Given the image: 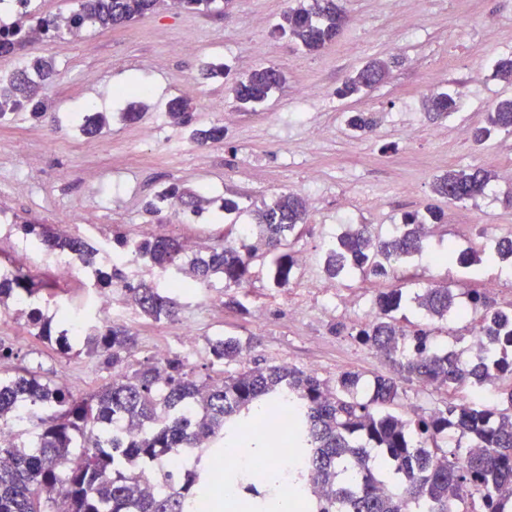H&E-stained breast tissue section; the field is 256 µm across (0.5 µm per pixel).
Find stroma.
Segmentation results:
<instances>
[{
	"instance_id": "stroma-1",
	"label": "stroma",
	"mask_w": 512,
	"mask_h": 512,
	"mask_svg": "<svg viewBox=\"0 0 512 512\" xmlns=\"http://www.w3.org/2000/svg\"><path fill=\"white\" fill-rule=\"evenodd\" d=\"M291 0H216L211 12L163 8L126 25L88 28L78 43L37 40L24 50L55 63L57 75L42 90L52 104L55 125L34 126L14 118L0 124V180L11 186L9 200L23 219L50 223L61 208L70 212L75 233L91 241L111 240L114 231L133 237L143 228L194 242L203 251L223 231L220 206L227 197L252 207L290 192L308 199L309 222L290 238L293 254L307 263L286 288L270 283L266 267H255L241 293L249 307L242 315L224 305V282L212 277L207 288L182 297V317L199 338L257 337L248 360L260 365L288 364L331 381L345 370L367 378L391 374L353 336L363 310L378 292L444 285L490 294L502 304L512 278L499 274L503 260L494 253L492 230L512 231V132H500L488 145L473 141L489 105L512 97L494 72L496 60L512 55V0H342L349 23L335 43L307 52L277 36L274 26ZM196 49L181 50L185 38ZM262 47L255 56L253 47ZM403 57L401 66L357 99H343L342 81L374 58ZM221 63L225 78L209 77L207 64ZM278 68L284 87L253 110L228 100L227 82L258 65ZM193 84L194 120L170 123L167 104ZM146 86L138 97L141 117L126 121L127 101L117 89ZM458 100L455 111L434 115L423 101L437 91ZM222 109L215 110L211 101ZM106 113L103 134H80L74 116ZM368 112L376 125L362 135L346 117ZM220 125L224 138L198 144L194 130ZM482 167L496 175L477 199L451 204L432 191L434 179L451 169ZM67 178H60V171ZM203 191L201 214L181 207L148 209L170 186ZM444 214L422 255L403 263L394 275L365 280L340 277L333 297L317 287L329 235L346 220L388 233L405 214ZM468 252L471 260L439 261L441 253ZM114 322L137 338L129 359L138 365L162 349L180 350L178 322H156L129 306L113 289ZM0 342L13 350L0 368L41 369L89 394L111 382L112 371L82 355L83 339L61 358L54 343L29 327L0 321Z\"/></svg>"
}]
</instances>
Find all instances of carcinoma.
<instances>
[{
	"label": "carcinoma",
	"mask_w": 512,
	"mask_h": 512,
	"mask_svg": "<svg viewBox=\"0 0 512 512\" xmlns=\"http://www.w3.org/2000/svg\"><path fill=\"white\" fill-rule=\"evenodd\" d=\"M165 6V0H78L65 17L26 12V22L0 28V56L19 54L34 32L62 42L73 27L106 30ZM342 12L337 0H296L282 13L275 31L308 52H318L341 35L337 16ZM389 67L386 60L369 62L344 81L337 95H362L373 88L364 73H386ZM53 73L50 61L22 59L17 70L0 79V117L24 110L26 119L34 123L51 122L50 104L38 93ZM284 83L278 69L260 65L235 80L229 93L239 108L253 110ZM424 106L441 115L455 110L457 100L441 92L426 98ZM167 117L175 125L190 124L191 100L172 99ZM347 123L360 132H370L374 126L363 112L352 113ZM107 125L106 115L97 112L80 129L93 135ZM510 129L512 98H504L490 107L474 142L482 146ZM194 138L201 144L220 141L224 127L196 129ZM495 178L482 168L450 170L435 179L432 189L436 196L457 203L484 194ZM165 202L197 211L203 197L171 186L150 204V211L161 214ZM428 214L427 219L405 215L386 236L370 224L348 225L326 249L323 274L389 275L392 263L423 251L430 234L428 222L440 219L435 211ZM308 217L307 200L284 192L254 211L256 224L250 226L248 237L255 242L235 246L219 234L206 257L196 259L190 271L200 283L222 276L229 291L224 306L246 314V305L233 290L244 287L258 262L268 263L273 286L288 287L297 260L285 251V241L302 231ZM22 227L39 248L68 251L87 267L97 263V250L79 235L63 234L36 220H26ZM183 251V242L163 235L137 242L141 259L163 272L179 267ZM114 286L155 321L178 318L182 305L174 295L193 290V284L182 280L134 282L118 266L99 272L95 288L109 292ZM55 288L52 281L16 269L9 280H0V305L8 298H32ZM465 298L482 310L491 325L473 332L476 361L458 364L437 342L436 329L429 327L450 314L463 318L456 310L458 294L434 284L413 294L398 288L376 295L374 319L357 331V338L379 352L395 376L375 377L367 399L360 397L364 374L359 371H343L329 383L313 371L286 365L243 368L252 342L233 336L210 343L211 366L219 371L215 378L197 379L188 358L177 353L132 369L128 360L136 337L120 324L89 321L83 335L85 356L120 372L94 394L75 395L38 370L0 374V421L15 424L13 441L0 446V512H188L189 503L203 508L205 484L198 475L211 461L210 449L203 443L255 448L261 454L266 441L245 435L244 426L291 403L295 405L291 443L307 456L308 467L288 469V481L320 500L319 512H460L454 499L459 486L481 494L482 512H512V389L501 390L493 405L456 397L486 384L494 370L512 376V323L480 293H467ZM411 308L424 322L407 330L401 321ZM72 322L64 303L57 305L53 318L39 308L28 313L30 327L39 337L54 341L64 356L71 351ZM412 379L449 394L446 409L410 416L397 413L403 397L399 382ZM371 448L381 452L383 464L372 463ZM190 449L196 450L195 459L182 473L177 490L149 492L138 487L136 473L150 467L159 470Z\"/></svg>",
	"instance_id": "obj_1"
}]
</instances>
